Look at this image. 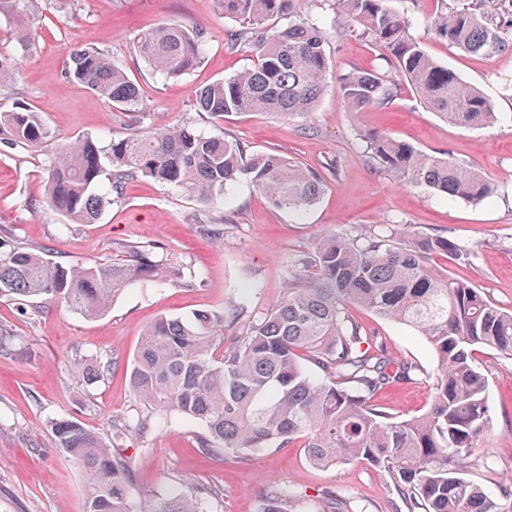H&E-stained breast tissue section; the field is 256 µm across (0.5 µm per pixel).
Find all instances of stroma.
I'll list each match as a JSON object with an SVG mask.
<instances>
[{
  "label": "stroma",
  "mask_w": 512,
  "mask_h": 512,
  "mask_svg": "<svg viewBox=\"0 0 512 512\" xmlns=\"http://www.w3.org/2000/svg\"><path fill=\"white\" fill-rule=\"evenodd\" d=\"M414 19L413 33L430 55L462 80L480 88L498 119L487 128L447 123L401 87L389 106L349 112L337 84H330L308 115L286 121L270 112L232 113L217 122L198 111L195 91L247 67L250 54L224 41L234 23L214 0H29L34 48L17 61L15 82L0 88V111L26 105L38 112L48 137L40 151L0 144V230L22 246L43 250L63 263L105 262L125 257L129 245L154 246L157 259L191 269V284L143 282L121 295L104 316L88 320L64 305L0 297V328L18 336L14 351L0 353V512H84L81 469L56 446L51 423L79 421L104 436L119 434L120 453L131 467L132 496L139 512L173 486L221 490L220 512H258L274 492L288 491L295 512H401L388 476L365 463L318 466L301 441L252 451L247 459L204 457L195 423L159 415L146 436L121 434L138 402L129 387L128 364L147 326L157 319L224 308L239 288L250 287L248 306L262 311L281 297L290 258L313 252L326 233L356 235L383 224L413 243L443 236L461 253L437 258L449 275L483 291L512 312V53L473 55L439 40L427 16L441 0H395ZM165 22L206 29L211 47L203 63L180 78L151 74L134 53L142 31ZM95 46L122 61L144 90L139 126L153 131L175 123L244 144L248 153L275 152L319 174L322 197L297 215L275 208L247 183L223 203L203 205L171 185L141 177L120 200L108 204L96 223L65 227L45 202L46 156L62 144L92 137L101 143L125 136L119 110L98 94L66 83L67 52ZM326 51L334 72L386 70L379 49L335 25ZM391 134L423 151L449 154L496 187L483 202H449L429 188L378 173L364 143L366 131ZM220 224L216 243L200 224ZM356 318L375 332L394 361L420 368L409 382L375 397L397 419L426 412L432 403L436 361L412 328L359 310ZM475 357L488 378L492 423L474 450L469 479L491 498L512 485V357L480 348ZM111 360L103 379L87 380L78 364Z\"/></svg>",
  "instance_id": "35a3bbf8"
}]
</instances>
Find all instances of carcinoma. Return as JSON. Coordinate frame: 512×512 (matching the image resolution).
<instances>
[{
    "label": "carcinoma",
    "mask_w": 512,
    "mask_h": 512,
    "mask_svg": "<svg viewBox=\"0 0 512 512\" xmlns=\"http://www.w3.org/2000/svg\"><path fill=\"white\" fill-rule=\"evenodd\" d=\"M24 0H0V18L14 27L16 46L0 51V87L16 77V58L33 46L21 22ZM237 27L233 45L250 49L242 71L200 87L201 112H272L291 120L310 112L332 77L327 29L298 15L299 0H215ZM347 31L386 51V62L425 106L445 120L486 126L497 119L488 99L439 64L411 33L412 20L391 0H331ZM272 19H286L270 27ZM434 34L468 53L512 49V0H448L432 20ZM211 40L203 28L160 24L139 35L134 51L154 73L189 74L203 63ZM64 78L101 96L136 123L144 110L139 84L96 47L69 50ZM343 107L365 112L392 104L397 85L388 76L351 69L339 76ZM48 137L38 113L20 105L0 112V142L36 150ZM375 169L423 184L446 200L480 202L494 185L472 168L422 151L376 131L364 134ZM47 202L70 224H93L109 197L141 176L173 185L203 204L224 199L245 181L278 209L301 212L323 194L320 176L276 153L249 154L222 136L183 125L131 132L105 146L91 137L49 155ZM107 177L109 194L98 190ZM446 237L403 244L388 224L360 235L326 234L313 255L291 262L280 301L252 312L241 301L222 310L162 317L149 326L133 356L134 395L152 410L176 413L199 425L198 448L208 456L242 458L266 444L304 441L315 464L366 462L385 472L407 512H512V490L493 499L465 476L474 448L492 419L488 380L474 348L512 356V313L483 292L454 279L433 262L459 254ZM129 258L92 265L53 262L0 237V296L58 300L87 319L105 315L137 282L181 277L156 259L153 247L136 245ZM364 309L406 325L422 336L437 360L433 401L423 414L397 420L374 403L388 385L418 370L396 363L353 311ZM321 376L300 362V353ZM141 435L155 427L152 414L128 419ZM56 445L85 476V512H136L128 462L110 442L80 423L54 422ZM221 492L209 486L175 490L155 499L151 512H214ZM261 512H291L288 492L262 503Z\"/></svg>",
    "instance_id": "carcinoma-1"
}]
</instances>
